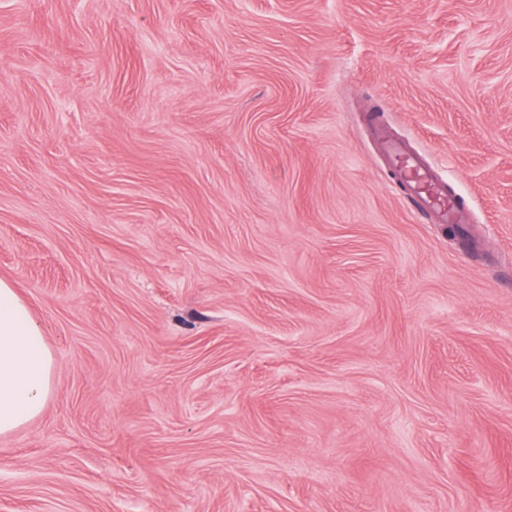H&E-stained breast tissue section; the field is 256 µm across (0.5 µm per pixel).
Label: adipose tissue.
<instances>
[{
	"mask_svg": "<svg viewBox=\"0 0 512 512\" xmlns=\"http://www.w3.org/2000/svg\"><path fill=\"white\" fill-rule=\"evenodd\" d=\"M52 375L53 357L40 324L13 284L0 278V435L42 413Z\"/></svg>",
	"mask_w": 512,
	"mask_h": 512,
	"instance_id": "ef3b65f1",
	"label": "adipose tissue"
}]
</instances>
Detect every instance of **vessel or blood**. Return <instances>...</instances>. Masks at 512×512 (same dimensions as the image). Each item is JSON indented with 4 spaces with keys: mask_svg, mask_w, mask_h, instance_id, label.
<instances>
[{
    "mask_svg": "<svg viewBox=\"0 0 512 512\" xmlns=\"http://www.w3.org/2000/svg\"><path fill=\"white\" fill-rule=\"evenodd\" d=\"M381 149L395 177L407 190L414 209L429 223L448 224L459 231L470 224L469 210L454 198L447 182L439 178L418 155L390 140L382 141Z\"/></svg>",
    "mask_w": 512,
    "mask_h": 512,
    "instance_id": "b4317fda",
    "label": "vessel or blood"
}]
</instances>
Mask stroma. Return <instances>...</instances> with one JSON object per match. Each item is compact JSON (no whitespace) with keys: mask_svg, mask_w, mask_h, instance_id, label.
<instances>
[{"mask_svg":"<svg viewBox=\"0 0 512 512\" xmlns=\"http://www.w3.org/2000/svg\"><path fill=\"white\" fill-rule=\"evenodd\" d=\"M0 278V512H512V0H0ZM381 149L393 174L407 190L414 209L430 224H448L463 235L464 227L471 224V214L448 190V183L404 145L382 140ZM53 357L43 330L13 284L0 278V435L44 410L52 393Z\"/></svg>","mask_w":512,"mask_h":512,"instance_id":"35a3bbf8","label":"stroma"}]
</instances>
